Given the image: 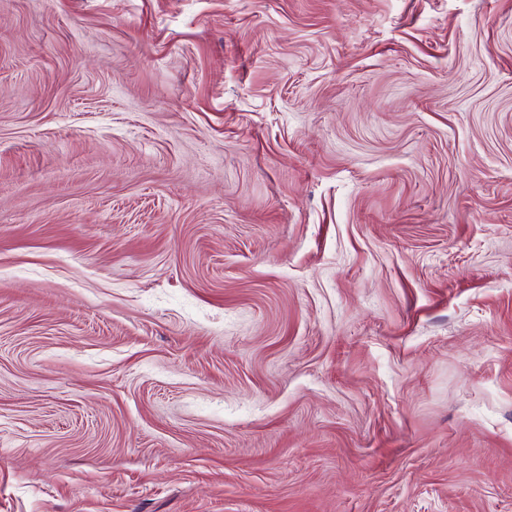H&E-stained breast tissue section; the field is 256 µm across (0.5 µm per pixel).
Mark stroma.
Listing matches in <instances>:
<instances>
[{"instance_id": "stroma-1", "label": "stroma", "mask_w": 512, "mask_h": 512, "mask_svg": "<svg viewBox=\"0 0 512 512\" xmlns=\"http://www.w3.org/2000/svg\"><path fill=\"white\" fill-rule=\"evenodd\" d=\"M0 512H512V0H0Z\"/></svg>"}]
</instances>
